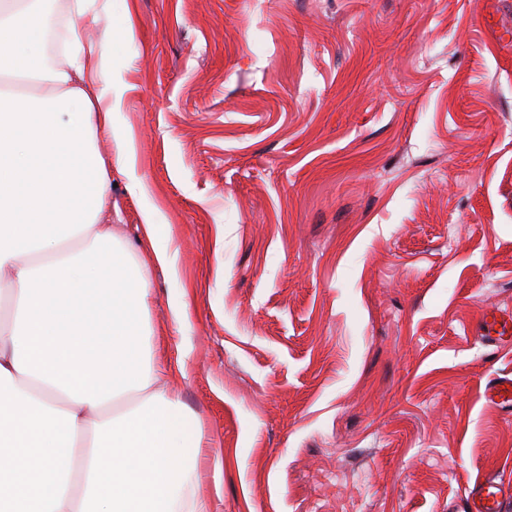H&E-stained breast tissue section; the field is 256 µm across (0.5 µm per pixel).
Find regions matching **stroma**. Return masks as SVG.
<instances>
[{"mask_svg": "<svg viewBox=\"0 0 512 512\" xmlns=\"http://www.w3.org/2000/svg\"><path fill=\"white\" fill-rule=\"evenodd\" d=\"M126 14L134 168L100 221L146 266L153 354L184 364L210 512H463L477 477L512 482V411L484 399L512 336L474 331L512 313V0ZM160 216L156 209L147 207L143 212V227L146 238L152 250L155 262L162 266L172 268L176 252L172 251L168 241L158 239V226Z\"/></svg>", "mask_w": 512, "mask_h": 512, "instance_id": "1", "label": "stroma"}]
</instances>
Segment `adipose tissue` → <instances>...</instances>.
Masks as SVG:
<instances>
[{
  "label": "adipose tissue",
  "instance_id": "ef3b65f1",
  "mask_svg": "<svg viewBox=\"0 0 512 512\" xmlns=\"http://www.w3.org/2000/svg\"><path fill=\"white\" fill-rule=\"evenodd\" d=\"M55 24L40 0H0V75L40 81L0 93V284L15 308L0 330V512H209L194 489L202 433L145 350V267L97 221L98 124L132 164L109 64L132 21L97 45L70 23L72 57L48 69ZM79 235L83 250H65Z\"/></svg>",
  "mask_w": 512,
  "mask_h": 512
}]
</instances>
